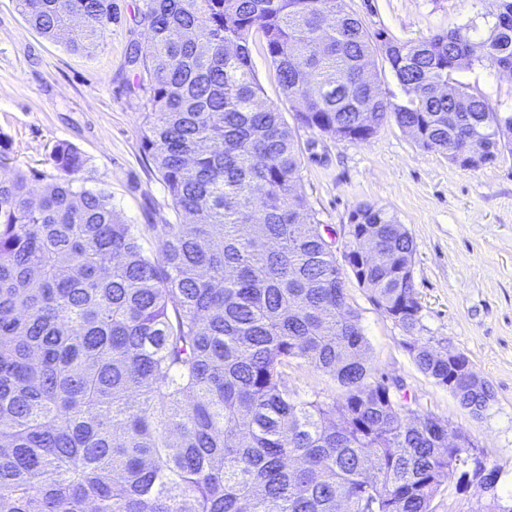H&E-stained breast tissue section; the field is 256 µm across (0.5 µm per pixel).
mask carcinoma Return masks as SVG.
Masks as SVG:
<instances>
[{
  "label": "carcinoma",
  "mask_w": 512,
  "mask_h": 512,
  "mask_svg": "<svg viewBox=\"0 0 512 512\" xmlns=\"http://www.w3.org/2000/svg\"><path fill=\"white\" fill-rule=\"evenodd\" d=\"M17 2L86 56L117 18L115 0ZM141 2L151 40L131 48L130 91L191 222L145 225L153 255L108 192L77 186L74 146L52 147L54 173L26 171L0 134V512H435L448 474L469 485L470 436L405 419L407 397L368 363L347 275L462 407L480 417L492 394L464 354L415 335L414 245L394 215L356 206L340 263L302 190L296 129L367 142L392 120L453 164L464 145L484 166L512 156V112L457 79L483 62L512 71V0H472L475 19L416 42L369 33L347 0ZM256 37L292 125L260 99ZM378 57L399 102L366 81ZM293 366L341 394L290 390ZM477 471L476 512H504L500 468Z\"/></svg>",
  "instance_id": "cac0c4a2"
}]
</instances>
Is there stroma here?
Here are the masks:
<instances>
[{
	"label": "stroma",
	"instance_id": "35a3bbf8",
	"mask_svg": "<svg viewBox=\"0 0 512 512\" xmlns=\"http://www.w3.org/2000/svg\"><path fill=\"white\" fill-rule=\"evenodd\" d=\"M120 17L93 56L40 35L16 0H0V133L22 168L51 171L52 147L67 142L86 159L80 182L105 189L122 219L136 228L174 224L167 189L144 153V112L129 91L132 45L149 33L133 17L137 0H116ZM368 31L404 41L469 22L471 0H348ZM457 78L496 108L512 110V74L483 65ZM303 188L320 224L344 243L356 205L395 214L415 247L413 281L420 303L418 334L438 350L468 357L493 396L482 417L463 408L448 388L414 364L405 333L370 301L355 278L345 286L368 342L367 360L407 404L467 431L503 470L512 492V157L465 169L421 148L395 123L370 141H338L296 131Z\"/></svg>",
	"mask_w": 512,
	"mask_h": 512
}]
</instances>
